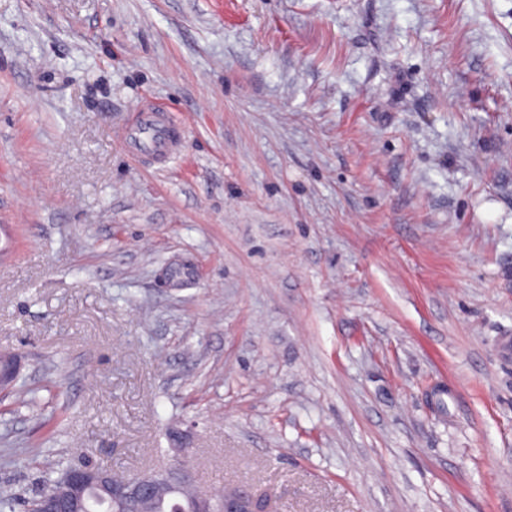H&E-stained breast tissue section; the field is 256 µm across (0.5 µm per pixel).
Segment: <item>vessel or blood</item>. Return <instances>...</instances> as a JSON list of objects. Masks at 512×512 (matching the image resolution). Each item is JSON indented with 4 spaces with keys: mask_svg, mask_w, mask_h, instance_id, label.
<instances>
[{
    "mask_svg": "<svg viewBox=\"0 0 512 512\" xmlns=\"http://www.w3.org/2000/svg\"><path fill=\"white\" fill-rule=\"evenodd\" d=\"M185 127L164 109L139 108L135 122L122 131L124 141L135 144L136 154L163 159L179 151Z\"/></svg>",
    "mask_w": 512,
    "mask_h": 512,
    "instance_id": "vessel-or-blood-1",
    "label": "vessel or blood"
}]
</instances>
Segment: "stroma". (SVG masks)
<instances>
[{"label":"stroma","instance_id":"35a3bbf8","mask_svg":"<svg viewBox=\"0 0 512 512\" xmlns=\"http://www.w3.org/2000/svg\"><path fill=\"white\" fill-rule=\"evenodd\" d=\"M1 224L69 462L178 430L276 512H512V0H0ZM38 437L0 421L24 499ZM185 127L170 116V112L156 107H141L135 122L122 131L124 142L134 143V155H150L158 160L179 151Z\"/></svg>","mask_w":512,"mask_h":512}]
</instances>
